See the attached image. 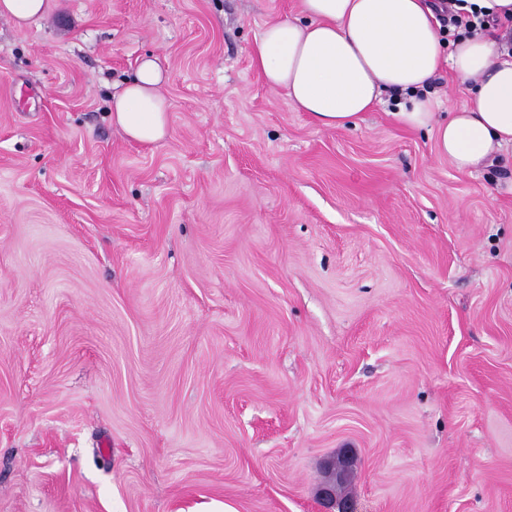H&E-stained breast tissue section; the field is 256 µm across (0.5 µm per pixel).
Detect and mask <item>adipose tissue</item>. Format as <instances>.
I'll return each instance as SVG.
<instances>
[{
  "label": "adipose tissue",
  "instance_id": "ef3b65f1",
  "mask_svg": "<svg viewBox=\"0 0 512 512\" xmlns=\"http://www.w3.org/2000/svg\"><path fill=\"white\" fill-rule=\"evenodd\" d=\"M436 0H300V14L267 23L252 48L265 83L326 128L357 124L398 96L396 119L433 131L440 155L461 172L488 163L512 146V54L483 35L443 51ZM448 68L466 101L447 120L428 87ZM166 76L144 57L113 95L111 116L129 140L153 145L168 132Z\"/></svg>",
  "mask_w": 512,
  "mask_h": 512
}]
</instances>
